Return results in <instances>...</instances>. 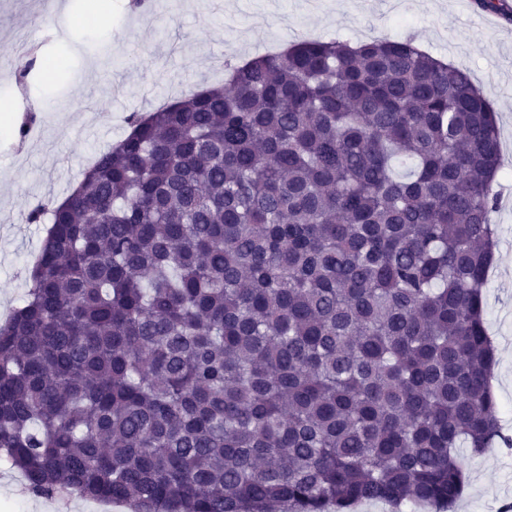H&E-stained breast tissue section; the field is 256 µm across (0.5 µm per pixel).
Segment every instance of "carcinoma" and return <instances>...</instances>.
I'll return each instance as SVG.
<instances>
[{"label": "carcinoma", "instance_id": "obj_1", "mask_svg": "<svg viewBox=\"0 0 512 512\" xmlns=\"http://www.w3.org/2000/svg\"><path fill=\"white\" fill-rule=\"evenodd\" d=\"M146 115L0 323V457L133 512H450L509 444L483 290L497 115L412 39L303 40Z\"/></svg>", "mask_w": 512, "mask_h": 512}]
</instances>
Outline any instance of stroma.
Instances as JSON below:
<instances>
[{"mask_svg": "<svg viewBox=\"0 0 512 512\" xmlns=\"http://www.w3.org/2000/svg\"><path fill=\"white\" fill-rule=\"evenodd\" d=\"M93 15L98 0L45 8L43 0H0V81L11 82L13 109L35 122L25 143L0 134V321L26 299L25 276L45 227L28 210L68 196L96 155L127 136L128 117L162 101L223 83L216 57L247 61L304 39L413 36L421 49L467 71L499 114L503 169L491 214L499 245L484 291L486 326L496 348L493 393L512 425V22L475 0H162L144 25L124 0H112L98 36L70 37L66 9ZM59 62L55 106L33 112L44 76L25 60ZM467 483L455 512H499L512 501V450L461 449ZM0 512H127L76 495H34L23 475L0 460Z\"/></svg>", "mask_w": 512, "mask_h": 512, "instance_id": "35a3bbf8", "label": "stroma"}]
</instances>
